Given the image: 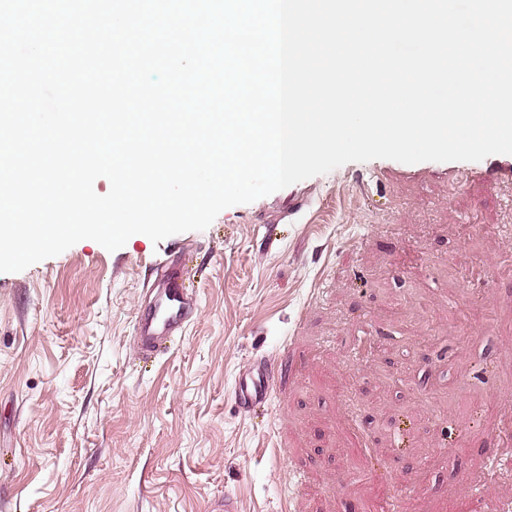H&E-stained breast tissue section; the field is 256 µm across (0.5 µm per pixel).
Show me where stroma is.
<instances>
[{
  "mask_svg": "<svg viewBox=\"0 0 512 512\" xmlns=\"http://www.w3.org/2000/svg\"><path fill=\"white\" fill-rule=\"evenodd\" d=\"M299 187L0 273V512H512V155ZM168 262L192 319L150 355ZM273 383L268 369L259 366L256 371L242 374L235 386V392L242 404L248 402H269Z\"/></svg>",
  "mask_w": 512,
  "mask_h": 512,
  "instance_id": "stroma-1",
  "label": "stroma"
}]
</instances>
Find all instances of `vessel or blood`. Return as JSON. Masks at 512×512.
Returning a JSON list of instances; mask_svg holds the SVG:
<instances>
[{"mask_svg":"<svg viewBox=\"0 0 512 512\" xmlns=\"http://www.w3.org/2000/svg\"><path fill=\"white\" fill-rule=\"evenodd\" d=\"M187 324L184 288L180 272L174 267H166L162 284L155 301L146 314L137 321V335L144 349L154 348L163 337L183 330ZM273 383L267 368L242 374L235 386L241 403L270 401Z\"/></svg>","mask_w":512,"mask_h":512,"instance_id":"vessel-or-blood-1","label":"vessel or blood"}]
</instances>
